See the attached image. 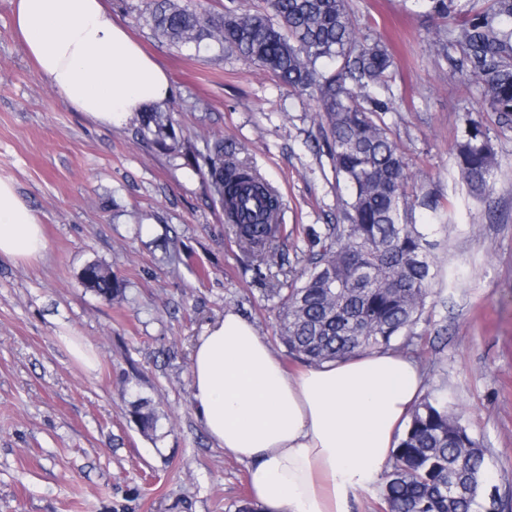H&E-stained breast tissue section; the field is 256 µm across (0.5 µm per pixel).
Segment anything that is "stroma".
<instances>
[{"label":"stroma","instance_id":"stroma-1","mask_svg":"<svg viewBox=\"0 0 512 512\" xmlns=\"http://www.w3.org/2000/svg\"><path fill=\"white\" fill-rule=\"evenodd\" d=\"M360 40L397 64L384 116L417 191L451 200L429 238L439 275L408 328L425 390L488 450L512 503V127L482 84L428 50L435 20L414 0H348ZM112 18L166 72L176 139L161 149L136 117L119 127L75 111L34 68L0 0V176L15 183L48 239L43 259H0V512H231L250 498L247 466L214 447L191 391V351L224 312L250 320L289 369L276 339L277 266L238 244L193 151L224 138L281 192L279 251L301 270L304 230L331 224L346 197L313 98L289 91L231 50L178 48L148 23L149 0H106ZM480 123L496 153L491 190L462 180L456 144ZM96 262L125 282L101 299L83 281ZM78 336L95 370L62 338ZM158 416L142 433L134 405Z\"/></svg>","mask_w":512,"mask_h":512}]
</instances>
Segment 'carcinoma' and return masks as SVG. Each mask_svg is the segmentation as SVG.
Wrapping results in <instances>:
<instances>
[{
	"mask_svg": "<svg viewBox=\"0 0 512 512\" xmlns=\"http://www.w3.org/2000/svg\"><path fill=\"white\" fill-rule=\"evenodd\" d=\"M457 33L453 42L430 44L434 62L456 61L483 83L485 100L512 124V0H483L470 18L455 16L453 0H419ZM154 31L180 48L227 47L293 91L316 102L336 179L348 191L343 223L306 229L307 267L272 289L279 298L278 335L288 352L310 364L358 350H390L421 317L438 269L428 233L415 208L437 221L448 202L414 200L405 159L383 119L394 61L388 49L357 37L347 0H259L227 15L200 12L180 0H152ZM456 47L460 57L449 49ZM140 132L167 146L175 130L169 115L140 113ZM244 149L218 141L203 156L215 194L243 248L258 264L277 256L283 200ZM458 168L471 193L490 191L497 165L479 126L457 144ZM82 278L106 301L125 284L97 263ZM132 414L142 432L156 427L155 413L139 404ZM487 450L448 410L444 397L418 404L386 474L382 500L389 512H504L493 488Z\"/></svg>",
	"mask_w": 512,
	"mask_h": 512,
	"instance_id": "1",
	"label": "carcinoma"
}]
</instances>
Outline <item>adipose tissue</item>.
Returning <instances> with one entry per match:
<instances>
[{"instance_id":"1","label":"adipose tissue","mask_w":512,"mask_h":512,"mask_svg":"<svg viewBox=\"0 0 512 512\" xmlns=\"http://www.w3.org/2000/svg\"><path fill=\"white\" fill-rule=\"evenodd\" d=\"M13 24L38 73L102 125L172 94L165 71L104 0H13ZM46 250L39 217L0 177V257L27 261ZM190 371L204 432L246 463L261 512H351L383 480L425 385L418 363L391 350L288 371L232 311L204 326Z\"/></svg>"}]
</instances>
